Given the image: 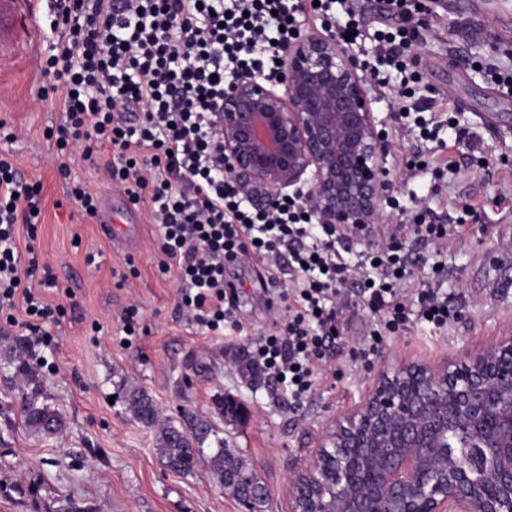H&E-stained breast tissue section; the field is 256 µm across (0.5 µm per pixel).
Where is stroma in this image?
<instances>
[{"instance_id":"1","label":"stroma","mask_w":512,"mask_h":512,"mask_svg":"<svg viewBox=\"0 0 512 512\" xmlns=\"http://www.w3.org/2000/svg\"><path fill=\"white\" fill-rule=\"evenodd\" d=\"M432 8L413 50L421 92L470 139L456 142L445 128L414 149L400 140L403 120L393 98L375 99L372 108L389 134L391 196L404 207L425 199L440 223H463L447 251L405 243L420 259L416 287L439 282L461 315L444 334L418 325L387 338L364 361L356 350L369 311L355 289H343L337 305L351 320L316 392L298 408L285 389L249 385L238 370L239 354L271 320L263 268L235 263L224 270L236 288L243 333H202L176 313L177 281L158 269L157 229L146 206L136 209L140 236L130 248L104 236L68 197L75 182L98 197L124 199L105 161L72 164L65 179L51 160L46 131L61 114L55 100H34L45 82L38 58L48 33L44 14H36L30 41L0 69V122L26 132L18 140L0 135V152L12 153L25 177L43 186L33 241L55 285L40 292L65 311L51 327L54 346L33 351L47 362L40 373L66 425L51 438L30 432L15 411L19 382L0 378V512H68L73 505L85 512H241L208 467L181 475L163 464L154 431L112 401L122 380L145 389L164 417L188 412L210 421L267 485L266 512H290L289 476L311 461L327 422L362 403L378 371L405 359L442 363L489 345L512 326V125H486L497 113H512V94H502L477 67L487 57L512 66V0H434ZM415 154L428 166L409 178L406 163ZM133 304L141 331L123 347L116 341L120 318ZM222 397L240 406L236 422L219 415Z\"/></svg>"}]
</instances>
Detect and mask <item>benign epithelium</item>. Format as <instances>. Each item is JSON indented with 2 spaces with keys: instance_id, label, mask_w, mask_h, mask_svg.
Wrapping results in <instances>:
<instances>
[{
  "instance_id": "1",
  "label": "benign epithelium",
  "mask_w": 512,
  "mask_h": 512,
  "mask_svg": "<svg viewBox=\"0 0 512 512\" xmlns=\"http://www.w3.org/2000/svg\"><path fill=\"white\" fill-rule=\"evenodd\" d=\"M214 124L252 206L292 193L317 223L365 244L385 221L388 145L363 66L335 37H296L274 81L235 78ZM451 441L480 449L482 467L448 454ZM288 496L291 512H512V330L458 361L381 371L362 405L330 420Z\"/></svg>"
}]
</instances>
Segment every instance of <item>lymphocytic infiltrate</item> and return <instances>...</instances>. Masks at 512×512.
<instances>
[{"instance_id": "lymphocytic-infiltrate-1", "label": "lymphocytic infiltrate", "mask_w": 512, "mask_h": 512, "mask_svg": "<svg viewBox=\"0 0 512 512\" xmlns=\"http://www.w3.org/2000/svg\"><path fill=\"white\" fill-rule=\"evenodd\" d=\"M388 5L395 25L371 33L360 24L358 0H318L310 11L304 0H52L47 11L50 37L40 69L49 84L36 98L59 94L63 118L48 134L58 171L68 175L72 155L92 163L101 150L113 151V182L130 203L148 205L159 231V265L177 273V313L202 332L242 331L224 266H262L273 289V319L249 357L297 405L313 394L340 336L336 298L348 281L371 314L358 350L363 359L417 323L445 332L457 312L440 290L413 288V262L401 246H370L352 263L337 249L333 229L318 227L301 201L271 210L248 204L224 168L212 113L232 76L277 77L310 13L323 30L365 53L364 67L381 94L402 98L404 114L416 111L420 78L411 52L420 32L411 20L419 0ZM40 207V184L27 182L13 155L0 153V316L47 346L46 326L60 309L29 280H55L34 244L21 249L16 240L18 226L35 230ZM403 227L438 247L460 235L458 225L428 223L421 209L408 210ZM283 267L291 277L287 289L278 277Z\"/></svg>"}]
</instances>
